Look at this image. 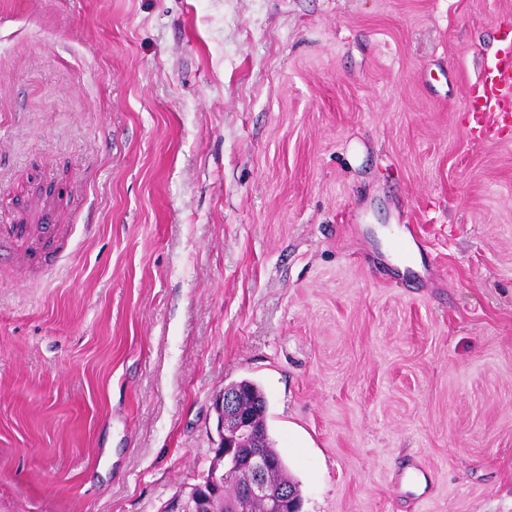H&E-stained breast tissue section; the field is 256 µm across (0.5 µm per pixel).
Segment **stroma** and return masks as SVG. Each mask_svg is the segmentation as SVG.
I'll use <instances>...</instances> for the list:
<instances>
[{
	"label": "stroma",
	"instance_id": "stroma-1",
	"mask_svg": "<svg viewBox=\"0 0 512 512\" xmlns=\"http://www.w3.org/2000/svg\"><path fill=\"white\" fill-rule=\"evenodd\" d=\"M512 0H0V512H160L244 379L301 512H512ZM502 41L504 46L474 85L471 105L478 112L496 114L501 126H507L512 118V37Z\"/></svg>",
	"mask_w": 512,
	"mask_h": 512
}]
</instances>
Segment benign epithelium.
<instances>
[{"label":"benign epithelium","instance_id":"1","mask_svg":"<svg viewBox=\"0 0 512 512\" xmlns=\"http://www.w3.org/2000/svg\"><path fill=\"white\" fill-rule=\"evenodd\" d=\"M243 392L227 386L213 399L212 407L217 416L218 444L213 449L215 465L206 469L197 485L193 499L182 494L170 498L163 512H195L192 503L201 504L224 491V482L244 474L246 484L241 486L232 505L235 512H250L253 500L266 502V512H299L300 500L288 485L274 487L269 477L277 463L259 443V429L241 408Z\"/></svg>","mask_w":512,"mask_h":512}]
</instances>
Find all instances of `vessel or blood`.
I'll list each match as a JSON object with an SVG mask.
<instances>
[{"label": "vessel or blood", "instance_id": "b4317fda", "mask_svg": "<svg viewBox=\"0 0 512 512\" xmlns=\"http://www.w3.org/2000/svg\"><path fill=\"white\" fill-rule=\"evenodd\" d=\"M471 104L477 111L496 114L501 125L512 124V37L487 63L474 85Z\"/></svg>", "mask_w": 512, "mask_h": 512}]
</instances>
